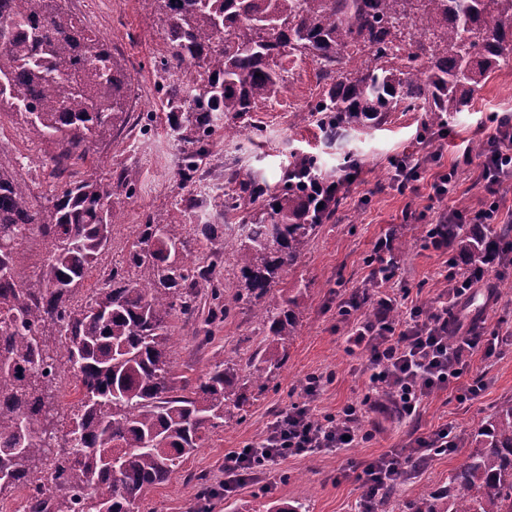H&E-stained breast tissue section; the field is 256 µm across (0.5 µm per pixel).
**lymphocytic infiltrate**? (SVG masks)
<instances>
[{
    "instance_id": "f902f5d3",
    "label": "lymphocytic infiltrate",
    "mask_w": 512,
    "mask_h": 512,
    "mask_svg": "<svg viewBox=\"0 0 512 512\" xmlns=\"http://www.w3.org/2000/svg\"><path fill=\"white\" fill-rule=\"evenodd\" d=\"M488 142L491 151L464 152L462 164L436 172L431 189L434 199H445L449 186L460 177V165H472L492 199L490 206L469 216L449 209L441 214L440 223L493 224L501 220L496 197L512 181V126H497ZM409 296L405 287L394 293L377 292L372 318L359 322L350 336L354 345L364 346L369 353L368 396L335 415L315 413L306 404L293 406L271 423L259 445H247L225 455V492H232L248 473L279 459L318 448L345 447L347 438L358 437L367 412L417 419L424 402L435 392L448 389L451 379L469 367L475 350H482L487 358L497 354L498 342L475 326L449 340L447 309L424 313ZM415 460L412 454L390 452L366 464L361 478L368 494L360 512H374L382 488L407 475Z\"/></svg>"
}]
</instances>
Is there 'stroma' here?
<instances>
[{"mask_svg":"<svg viewBox=\"0 0 512 512\" xmlns=\"http://www.w3.org/2000/svg\"><path fill=\"white\" fill-rule=\"evenodd\" d=\"M68 5L90 34L108 42L113 57L135 79L128 124L96 138L90 150L89 160L99 172L116 175L133 168L140 179L134 189L112 191V205L121 220L111 249L80 285L81 297L87 298L123 263L140 224L184 222L181 202L191 201L198 212L208 210L209 202L205 187L182 182L177 175L180 152L169 136L166 99L180 89L163 84L162 62L169 52L160 16L147 9L143 0H69ZM321 90L314 64H302L273 103L241 120L238 142H225L220 129L211 137L206 186L224 184V170L231 167L261 176L271 191H281L294 152L316 155L327 171L355 157L360 175L348 186V197L337 213L318 228L296 269L285 274L281 283L287 295L298 296L302 320L299 336L286 347L285 365L261 376V385H249L247 415L228 417L224 427L210 433L169 482L148 492L140 512H197L204 478L221 492L211 512H267L276 504L298 502L305 503L308 512H356L366 494L358 478L365 464L390 451L411 452L417 437L449 426L454 436L464 438L465 447L430 457L424 467L398 482L395 497L379 510L410 512V503L420 493L447 485L450 473L473 451L474 431L502 402L512 399V268L496 266L487 278L495 292L477 287L456 309L463 322L478 317L487 330L505 335L497 356L486 360L474 355L470 367L449 390L429 397L417 420L369 415L361 424V438L351 447L324 448L278 460L234 492L224 493L225 453L260 442L270 423L292 405L306 402L315 412L335 414L346 404L364 399L369 383L367 354L349 343L354 323L342 319L337 306L369 286L371 269L365 259L380 239L408 242L407 251L398 256L396 279L408 285L411 299L431 311L446 304L448 290L439 276L445 257L419 239L417 228L434 222L445 205L482 208L485 193L474 188L467 172L450 189L445 202L431 200L430 182L437 167L432 164L421 171L415 190H399L390 161L403 155L420 158L437 150L442 153L440 164L461 159L469 142L484 139L500 118L512 116V63L492 73L475 90L468 110L453 114L446 137L431 141L421 137L423 115L419 112H395L381 127L325 141L316 127L296 124L293 118ZM54 151L51 143L29 139L0 146V159L13 162L38 207L46 206L65 181L47 164ZM184 224L187 261L221 256L218 270L228 290L236 291L239 272L231 249L224 246L227 234L208 241L197 237L193 224ZM172 325L175 373L196 378L220 348L239 361L242 376H257L248 359L267 331L252 307L241 306L207 343L196 335L193 319L178 315ZM311 374L323 376L324 381L309 397L304 382ZM476 375L483 377L484 388L477 397L466 398L464 387Z\"/></svg>","mask_w":512,"mask_h":512,"instance_id":"1","label":"stroma"}]
</instances>
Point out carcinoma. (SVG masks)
Returning a JSON list of instances; mask_svg holds the SVG:
<instances>
[{
	"instance_id": "cac0c4a2",
	"label": "carcinoma",
	"mask_w": 512,
	"mask_h": 512,
	"mask_svg": "<svg viewBox=\"0 0 512 512\" xmlns=\"http://www.w3.org/2000/svg\"><path fill=\"white\" fill-rule=\"evenodd\" d=\"M164 16L171 61L191 71L184 96L167 102L169 130L182 152L180 179L208 158L207 138L241 135L237 120L273 102L286 63L308 60L330 80L298 122L318 123L328 139L378 126L390 112L425 113L424 129L461 112L476 88L512 58V0H143ZM132 84L106 41L89 35L64 0H0V108L24 117L26 134L54 140L53 171L86 162L93 138L125 121ZM326 181L314 156L294 158L287 186L234 173L235 191L215 207L244 211L231 249L239 288L225 294L214 269L182 258V224H143L125 263L83 302L76 287L112 244L117 214L112 177L93 166L34 208L28 184L0 162V493L37 482L29 512H51L63 485L66 512H136L185 458L249 397L239 363L213 356L190 381L174 373L171 318L195 312L196 288L214 309L198 328L212 339L217 321L243 303L268 326L262 362L281 368L279 349L297 336L299 301L279 288L312 235L341 198L317 208L306 172ZM34 229L44 239L40 288H20L19 248ZM475 236L443 227L455 258L488 249L512 253V227L487 224ZM66 359L78 394L62 436L66 452L50 472L39 432L55 437L52 381ZM477 446L448 477L422 493L411 512H512V399L476 431Z\"/></svg>"
}]
</instances>
